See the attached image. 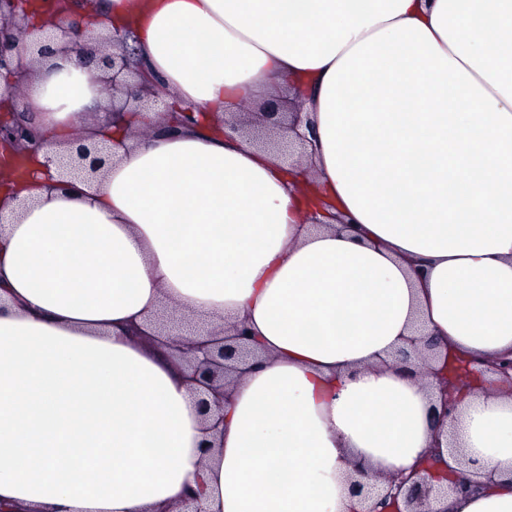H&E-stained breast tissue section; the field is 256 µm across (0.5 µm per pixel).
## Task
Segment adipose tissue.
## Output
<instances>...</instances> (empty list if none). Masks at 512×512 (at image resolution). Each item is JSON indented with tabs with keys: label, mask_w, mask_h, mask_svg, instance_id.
<instances>
[{
	"label": "adipose tissue",
	"mask_w": 512,
	"mask_h": 512,
	"mask_svg": "<svg viewBox=\"0 0 512 512\" xmlns=\"http://www.w3.org/2000/svg\"><path fill=\"white\" fill-rule=\"evenodd\" d=\"M135 37L154 112L112 117L76 53L27 56L43 146L0 180V512H387L355 465L422 462L434 404L394 353L421 321L449 355L512 356V0H86ZM300 97L287 166L224 115ZM112 155L63 176L76 127ZM246 323L263 358L213 437L160 304ZM455 395L467 477L439 512H512V391Z\"/></svg>",
	"instance_id": "obj_1"
}]
</instances>
